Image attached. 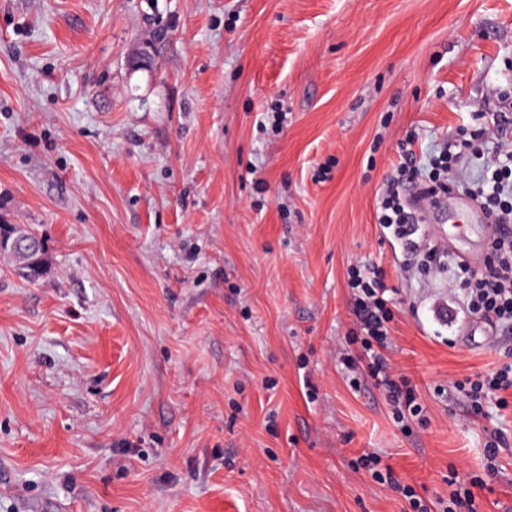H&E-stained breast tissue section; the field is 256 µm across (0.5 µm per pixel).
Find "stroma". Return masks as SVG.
<instances>
[{"mask_svg":"<svg viewBox=\"0 0 512 512\" xmlns=\"http://www.w3.org/2000/svg\"><path fill=\"white\" fill-rule=\"evenodd\" d=\"M285 113L275 127L273 113ZM512 114V0H0V221L47 274L0 255V512H410L473 481L512 512V404L451 382L512 333L449 280L483 267L471 207L440 260L377 221L404 150L428 162ZM390 289L396 374L428 421L353 388L349 267ZM39 239L40 237L30 228L14 230L12 234H0V255L16 257L19 252L30 254L40 246ZM506 446V436L502 431L495 429L491 432H486V442L484 448H486L485 468L488 472L495 473L497 471V457L499 448H506ZM360 463L364 467L369 468L372 471V475L376 479H378L380 481L388 482L391 486L397 487L399 490H402L404 497L409 499V504L414 509L413 512L434 511V510H431V507L427 503L423 502L421 499H418L416 497V494L411 487H407V486L401 487V485L398 482H396L393 472L390 470L389 467L386 468V470H387L386 476H384V474L380 470L375 469V467L381 463L380 457H378L376 455H364L360 459Z\"/></svg>","mask_w":512,"mask_h":512,"instance_id":"stroma-1","label":"stroma"}]
</instances>
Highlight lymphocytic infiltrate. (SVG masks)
Masks as SVG:
<instances>
[{
	"mask_svg": "<svg viewBox=\"0 0 512 512\" xmlns=\"http://www.w3.org/2000/svg\"><path fill=\"white\" fill-rule=\"evenodd\" d=\"M417 171L416 155L404 154L397 173L387 181L378 206L379 223L391 229L414 257L434 251L433 246L425 244L421 226L403 193ZM490 171L485 185L473 189L472 195L496 223L511 224L512 142H498L496 160ZM458 269L470 311L493 324L512 329V232L493 240L483 271L473 272L463 263ZM348 286L352 290L353 314L361 333V345L369 361L367 376L370 383L384 395L394 422L401 430H410L412 422H425V409L418 400L415 386L407 377L395 375L388 363L386 352L391 347V312L382 276L374 267L355 265L349 271ZM455 387L464 392L474 411H482L492 400L506 405L505 393L512 390V364L474 379L456 382Z\"/></svg>",
	"mask_w": 512,
	"mask_h": 512,
	"instance_id": "obj_1",
	"label": "lymphocytic infiltrate"
}]
</instances>
